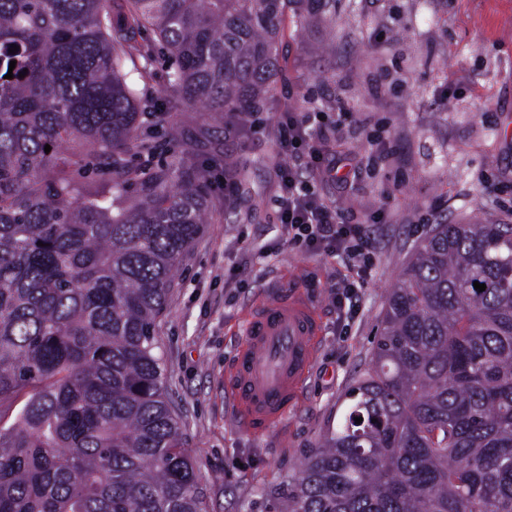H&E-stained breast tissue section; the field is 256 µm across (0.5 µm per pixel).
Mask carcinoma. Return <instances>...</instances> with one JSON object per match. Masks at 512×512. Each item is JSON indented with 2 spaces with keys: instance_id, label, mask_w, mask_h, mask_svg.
<instances>
[{
  "instance_id": "cac0c4a2",
  "label": "carcinoma",
  "mask_w": 512,
  "mask_h": 512,
  "mask_svg": "<svg viewBox=\"0 0 512 512\" xmlns=\"http://www.w3.org/2000/svg\"><path fill=\"white\" fill-rule=\"evenodd\" d=\"M288 10L311 17L307 0H0V512H204L156 327L211 183L188 149L129 161L156 149L146 116L245 135ZM343 406L275 512H512V224L433 225Z\"/></svg>"
}]
</instances>
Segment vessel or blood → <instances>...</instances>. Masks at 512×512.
<instances>
[{
	"instance_id": "b4317fda",
	"label": "vessel or blood",
	"mask_w": 512,
	"mask_h": 512,
	"mask_svg": "<svg viewBox=\"0 0 512 512\" xmlns=\"http://www.w3.org/2000/svg\"><path fill=\"white\" fill-rule=\"evenodd\" d=\"M321 334L317 311L299 289L277 291L253 305L242 347L225 372L246 431H268L296 405Z\"/></svg>"
}]
</instances>
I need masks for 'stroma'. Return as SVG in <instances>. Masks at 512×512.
<instances>
[{"label": "stroma", "mask_w": 512, "mask_h": 512, "mask_svg": "<svg viewBox=\"0 0 512 512\" xmlns=\"http://www.w3.org/2000/svg\"><path fill=\"white\" fill-rule=\"evenodd\" d=\"M285 75L272 86L265 126L246 143L220 135L205 112L165 117L147 133L179 127L201 150L212 219L183 257L157 328L167 397L199 470L205 512H270L300 462L335 427L341 404L371 362L389 288L434 224L512 222V0H329L302 28L285 20ZM316 104L325 122L348 120L326 145L356 170L314 187L354 224L369 225L376 263L351 320L332 287L345 270L301 252L277 220V118ZM382 137L385 148L372 146ZM239 163V196L224 201L222 167ZM387 221L373 223L378 211ZM295 280L322 335L297 406L259 435L243 430L224 385L250 302Z\"/></svg>", "instance_id": "obj_1"}]
</instances>
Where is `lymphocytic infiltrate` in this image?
I'll use <instances>...</instances> for the list:
<instances>
[{
  "mask_svg": "<svg viewBox=\"0 0 512 512\" xmlns=\"http://www.w3.org/2000/svg\"><path fill=\"white\" fill-rule=\"evenodd\" d=\"M278 125L279 145L289 158L280 171L278 221L292 245L339 259L350 270L333 299L340 310L355 305L376 261L372 237L365 225L348 223L319 198L307 176L311 170L335 172V162L321 150L333 128L315 112L281 113Z\"/></svg>",
  "mask_w": 512,
  "mask_h": 512,
  "instance_id": "1",
  "label": "lymphocytic infiltrate"
}]
</instances>
